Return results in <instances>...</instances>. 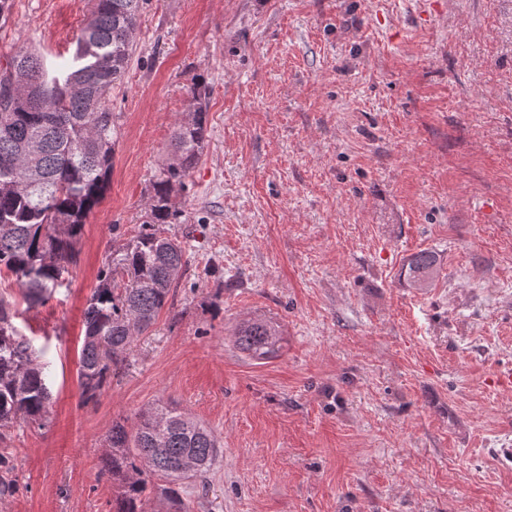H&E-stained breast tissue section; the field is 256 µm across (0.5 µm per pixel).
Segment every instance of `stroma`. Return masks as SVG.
<instances>
[{"instance_id": "obj_1", "label": "stroma", "mask_w": 512, "mask_h": 512, "mask_svg": "<svg viewBox=\"0 0 512 512\" xmlns=\"http://www.w3.org/2000/svg\"><path fill=\"white\" fill-rule=\"evenodd\" d=\"M92 0H14L0 54L71 58ZM209 145L166 235L187 267L112 383L83 403V310L136 235L193 79ZM109 105L111 187L63 288L0 296L47 362L45 427L5 443L0 512H112V425L164 402L222 444L187 512H512V0H143ZM436 250L432 288L406 286ZM248 318L279 355L235 347ZM440 273V258L430 249L422 250L408 258L404 280L409 288L425 291L432 288ZM278 325L266 320L251 319L240 324L235 332V344L256 360L274 357L282 348Z\"/></svg>"}]
</instances>
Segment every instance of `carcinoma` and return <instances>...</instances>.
<instances>
[{"instance_id": "cac0c4a2", "label": "carcinoma", "mask_w": 512, "mask_h": 512, "mask_svg": "<svg viewBox=\"0 0 512 512\" xmlns=\"http://www.w3.org/2000/svg\"><path fill=\"white\" fill-rule=\"evenodd\" d=\"M143 0H93L72 61L51 76L44 60L19 47L0 62V272L15 276L29 305L48 301L65 281L88 215L101 202L119 137L108 104L128 67ZM208 145L206 86L194 80L188 112L173 131L172 154L150 185L146 220L100 271L84 309L81 394L97 400L112 368L156 322L186 271V245L161 228L179 215L174 194L186 187ZM440 273L430 249L408 258L404 280L425 291ZM0 297V441L15 424L45 426L51 393L47 366ZM278 326L251 319L235 344L256 360L282 348ZM104 473L116 485L113 512H148L149 494L164 512H186L189 480H205L221 453L217 437L186 410L157 404L131 426L112 425Z\"/></svg>"}]
</instances>
